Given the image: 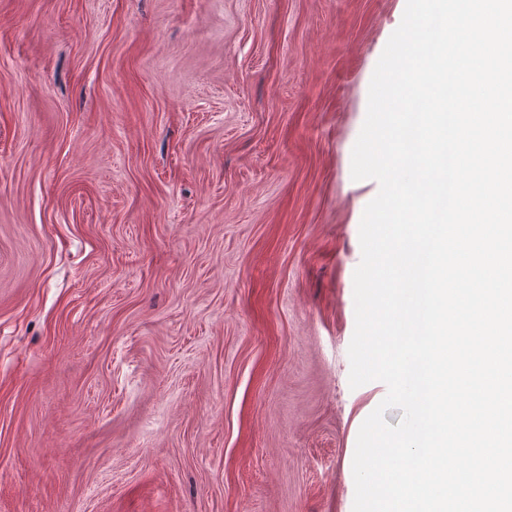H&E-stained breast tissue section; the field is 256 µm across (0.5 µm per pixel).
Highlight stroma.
Instances as JSON below:
<instances>
[{"instance_id": "stroma-1", "label": "stroma", "mask_w": 512, "mask_h": 512, "mask_svg": "<svg viewBox=\"0 0 512 512\" xmlns=\"http://www.w3.org/2000/svg\"><path fill=\"white\" fill-rule=\"evenodd\" d=\"M406 0H0V512H353L351 177Z\"/></svg>"}]
</instances>
